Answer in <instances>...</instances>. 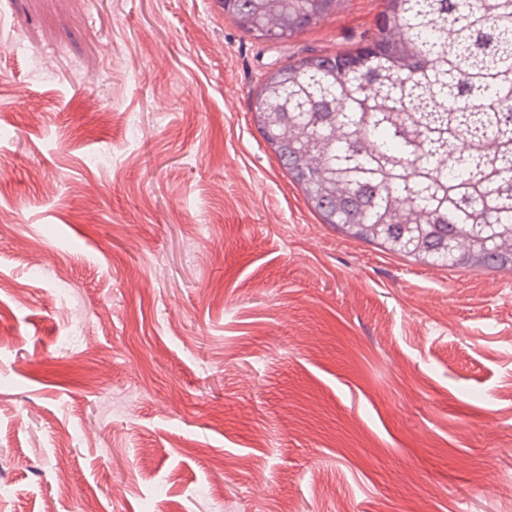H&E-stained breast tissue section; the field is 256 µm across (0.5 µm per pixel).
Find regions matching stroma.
Here are the masks:
<instances>
[{"mask_svg":"<svg viewBox=\"0 0 512 512\" xmlns=\"http://www.w3.org/2000/svg\"><path fill=\"white\" fill-rule=\"evenodd\" d=\"M220 0H0V512H512V276L309 212ZM336 227L347 238L372 243L385 253L403 256L415 266L432 267L439 265L437 257L432 256L422 246H416L413 250L402 249L382 234L380 229L383 226L365 224L359 218V215L353 216L350 224H336Z\"/></svg>","mask_w":512,"mask_h":512,"instance_id":"35a3bbf8","label":"stroma"}]
</instances>
